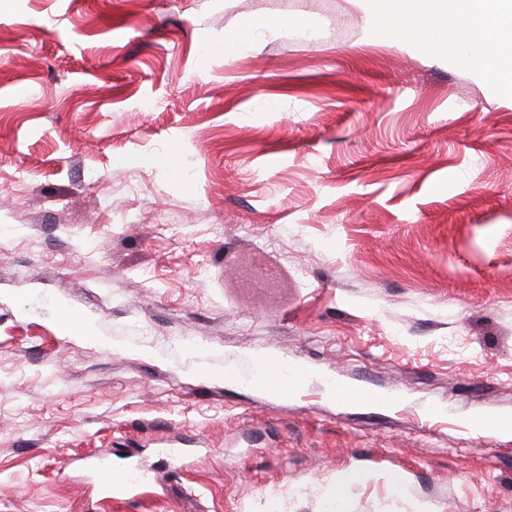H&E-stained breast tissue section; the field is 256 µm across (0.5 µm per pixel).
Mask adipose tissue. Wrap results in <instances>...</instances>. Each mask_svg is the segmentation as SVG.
Returning a JSON list of instances; mask_svg holds the SVG:
<instances>
[{
    "instance_id": "ef3b65f1",
    "label": "adipose tissue",
    "mask_w": 512,
    "mask_h": 512,
    "mask_svg": "<svg viewBox=\"0 0 512 512\" xmlns=\"http://www.w3.org/2000/svg\"><path fill=\"white\" fill-rule=\"evenodd\" d=\"M368 22L367 42L392 39V20L405 19L412 28L402 48L426 55L459 58L503 92L512 94V68L504 66L500 48L512 43V0H359ZM253 385L276 392V382L300 383L310 378L307 367L291 365L265 354L252 355Z\"/></svg>"
}]
</instances>
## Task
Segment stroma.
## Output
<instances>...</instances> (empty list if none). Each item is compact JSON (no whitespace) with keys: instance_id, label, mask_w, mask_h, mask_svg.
Returning <instances> with one entry per match:
<instances>
[{"instance_id":"obj_1","label":"stroma","mask_w":512,"mask_h":512,"mask_svg":"<svg viewBox=\"0 0 512 512\" xmlns=\"http://www.w3.org/2000/svg\"><path fill=\"white\" fill-rule=\"evenodd\" d=\"M258 14L288 24L225 53ZM363 27L0 11V512H512V436L460 423L512 418V97ZM259 352L313 375L258 390ZM95 464L147 481L114 499ZM327 393L334 401L337 399L338 401H348L352 403L371 402L378 406H387L391 403L389 399L383 396L352 394L347 390L346 386L341 383H336L335 380L327 384Z\"/></svg>"}]
</instances>
